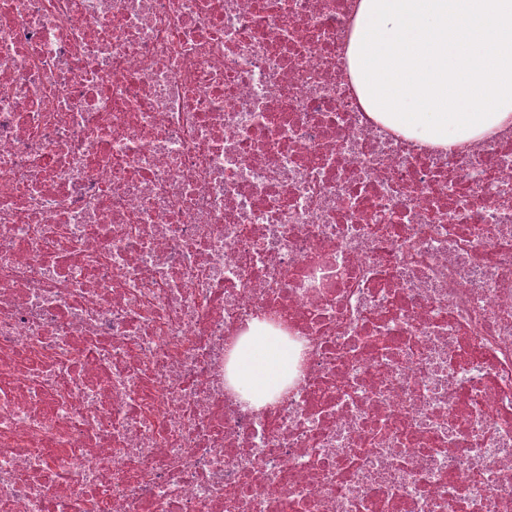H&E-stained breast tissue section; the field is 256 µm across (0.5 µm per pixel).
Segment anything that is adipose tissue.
<instances>
[{
	"label": "adipose tissue",
	"instance_id": "1",
	"mask_svg": "<svg viewBox=\"0 0 512 512\" xmlns=\"http://www.w3.org/2000/svg\"><path fill=\"white\" fill-rule=\"evenodd\" d=\"M347 60L367 112L407 140L445 149L512 130V0H359ZM292 360L257 323L227 380L263 404Z\"/></svg>",
	"mask_w": 512,
	"mask_h": 512
}]
</instances>
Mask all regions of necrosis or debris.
<instances>
[{
	"mask_svg": "<svg viewBox=\"0 0 512 512\" xmlns=\"http://www.w3.org/2000/svg\"><path fill=\"white\" fill-rule=\"evenodd\" d=\"M356 6L0 0V512H512V132L376 123ZM267 325L256 322L229 354L228 383L244 401L264 404L281 380L288 377L293 352L282 336L265 333Z\"/></svg>",
	"mask_w": 512,
	"mask_h": 512,
	"instance_id": "obj_1",
	"label": "necrosis or debris"
}]
</instances>
